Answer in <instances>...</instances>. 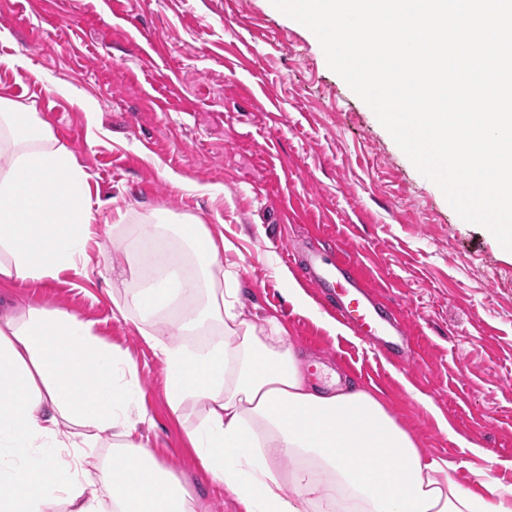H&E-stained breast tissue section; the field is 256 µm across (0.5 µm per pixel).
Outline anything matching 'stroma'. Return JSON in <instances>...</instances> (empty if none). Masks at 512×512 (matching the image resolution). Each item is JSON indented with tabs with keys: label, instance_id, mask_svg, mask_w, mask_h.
I'll list each match as a JSON object with an SVG mask.
<instances>
[{
	"label": "stroma",
	"instance_id": "35a3bbf8",
	"mask_svg": "<svg viewBox=\"0 0 512 512\" xmlns=\"http://www.w3.org/2000/svg\"><path fill=\"white\" fill-rule=\"evenodd\" d=\"M2 29L0 97L37 112L73 153L103 222L84 265L38 284L1 281L0 300L73 311L129 354L149 446L203 490L207 512L241 509L203 486L185 438L195 411L172 414L161 357L115 307L124 291L111 269L132 262L138 217L154 210L223 234L245 315L277 316L318 388L345 361L347 380L376 391L462 488L512 486V255L421 177L308 28L270 0H0ZM171 172L200 191L175 187ZM119 209L129 218L116 246ZM306 243L358 257L417 337L413 359L329 328L335 312L315 288L304 289L311 308L289 301L275 270L302 279L287 250Z\"/></svg>",
	"mask_w": 512,
	"mask_h": 512
}]
</instances>
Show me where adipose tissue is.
I'll return each mask as SVG.
<instances>
[{
	"label": "adipose tissue",
	"instance_id": "obj_1",
	"mask_svg": "<svg viewBox=\"0 0 512 512\" xmlns=\"http://www.w3.org/2000/svg\"><path fill=\"white\" fill-rule=\"evenodd\" d=\"M19 108L0 99V281L35 283L85 259L99 210L73 154ZM140 223L144 282L131 286L122 269L112 285L165 364L171 412L201 407L185 435L204 480L244 512H512V487L464 490L369 390L315 388L279 320L245 318L206 224L170 227L159 211ZM207 325L219 334L207 348L179 343ZM0 387L11 392L0 401V512H203L143 439L135 364L91 322L0 309ZM105 437L112 456L89 463Z\"/></svg>",
	"mask_w": 512,
	"mask_h": 512
}]
</instances>
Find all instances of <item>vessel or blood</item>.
Instances as JSON below:
<instances>
[{
    "mask_svg": "<svg viewBox=\"0 0 512 512\" xmlns=\"http://www.w3.org/2000/svg\"><path fill=\"white\" fill-rule=\"evenodd\" d=\"M301 267L312 287L335 294L336 314L352 329L395 356L405 355L408 332L394 311L376 299L357 257L341 248L325 253L306 249L301 253Z\"/></svg>",
    "mask_w": 512,
    "mask_h": 512,
    "instance_id": "1",
    "label": "vessel or blood"
}]
</instances>
